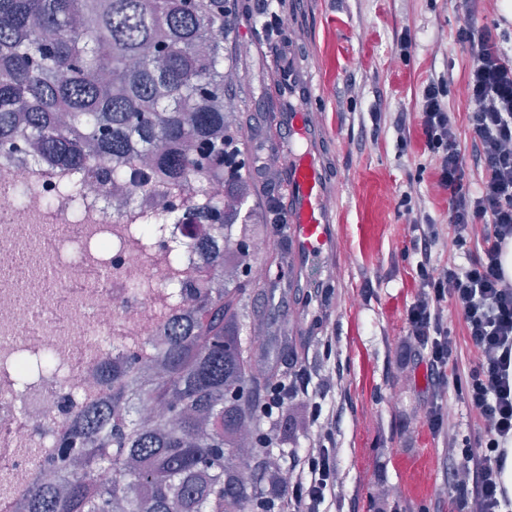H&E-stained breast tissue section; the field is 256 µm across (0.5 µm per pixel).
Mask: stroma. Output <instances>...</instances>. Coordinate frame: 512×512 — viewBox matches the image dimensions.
I'll use <instances>...</instances> for the list:
<instances>
[{
    "label": "stroma",
    "instance_id": "1",
    "mask_svg": "<svg viewBox=\"0 0 512 512\" xmlns=\"http://www.w3.org/2000/svg\"><path fill=\"white\" fill-rule=\"evenodd\" d=\"M502 0H290L279 47L262 37L253 13L257 0H230L231 25L224 51L235 62L240 82L228 89L242 114L240 149L253 162L262 146L277 141L269 122L280 111L272 95L279 52L289 53L307 94L302 111L319 112L322 156L333 208L337 249L322 287L323 304L308 303L300 291L270 295L253 281L244 297L247 315L290 332L289 350L265 342L263 353L275 373L302 369L309 389L325 405L343 409L336 425L337 470L345 499L339 512H379L378 488L399 485L404 512H426L437 474L438 445L424 423V385H409L398 357L405 336V309L417 289L418 258L409 228L432 220L441 226L437 268L466 266L453 243L448 196L438 192L434 162L414 117L427 80L448 86L462 151L471 152L465 92L468 48L455 34L468 12L489 26L503 55L512 60V18ZM411 35L409 56L398 44ZM381 113L372 122L371 113ZM407 113V133L395 117ZM249 205L263 216L267 201L287 205L288 170L275 163L267 179L253 178ZM411 191L410 206L400 203ZM335 336L332 355L324 336ZM337 384L326 385L329 375ZM313 444L300 402L286 405L270 453L284 458Z\"/></svg>",
    "mask_w": 512,
    "mask_h": 512
}]
</instances>
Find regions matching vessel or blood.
Here are the masks:
<instances>
[{"label":"vessel or blood","instance_id":"obj_1","mask_svg":"<svg viewBox=\"0 0 512 512\" xmlns=\"http://www.w3.org/2000/svg\"><path fill=\"white\" fill-rule=\"evenodd\" d=\"M286 121L292 141L283 160L288 169V285L306 291L314 287L322 263L334 255L336 230L325 204L319 116L295 110Z\"/></svg>","mask_w":512,"mask_h":512}]
</instances>
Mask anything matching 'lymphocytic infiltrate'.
Segmentation results:
<instances>
[{
	"mask_svg": "<svg viewBox=\"0 0 512 512\" xmlns=\"http://www.w3.org/2000/svg\"><path fill=\"white\" fill-rule=\"evenodd\" d=\"M467 44L470 67L466 94L471 145L484 175L467 176L456 121L442 82L422 89L417 122L435 161L436 185L448 194V222L454 245L469 258L465 267L436 270L433 252L440 242L437 224H412L410 244L418 254V289L405 310L407 333L400 346L404 362L422 368L428 381L423 417L432 436L444 441L437 458L441 483L434 491L437 507L452 512H501L507 502L504 464L512 441V282L502 266L505 245L512 241V64L506 62L492 31L468 17L456 33ZM485 225L473 239L474 225ZM465 323L471 360L448 332V314ZM460 395L467 416L480 426L477 446L455 447L459 426L449 393ZM302 399L314 429L315 444L289 464L279 484L272 512H334L343 500L336 467L335 410H324L308 391L305 376L269 386L260 405V437L273 445L283 407Z\"/></svg>",
	"mask_w": 512,
	"mask_h": 512,
	"instance_id": "lymphocytic-infiltrate-1",
	"label": "lymphocytic infiltrate"
}]
</instances>
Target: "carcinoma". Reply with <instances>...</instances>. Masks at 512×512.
<instances>
[{
  "instance_id": "cac0c4a2",
  "label": "carcinoma",
  "mask_w": 512,
  "mask_h": 512,
  "mask_svg": "<svg viewBox=\"0 0 512 512\" xmlns=\"http://www.w3.org/2000/svg\"><path fill=\"white\" fill-rule=\"evenodd\" d=\"M230 12L229 0H0V151L116 187L151 174L192 181L188 215L209 235L250 240L243 127L225 99L237 78L224 57ZM82 192L69 181L58 194L78 211ZM169 221L149 216L138 236L150 245ZM194 239L167 250L160 297L167 322L190 302L189 324L155 345L147 386L131 381L140 343L115 337L125 370L112 375V407L76 425L59 450L64 470L29 512H248L261 498L271 457L258 447L256 405L268 379L251 359L257 322L242 314L248 265L224 272L222 288L189 275L182 252ZM99 470L112 482L96 481Z\"/></svg>"
}]
</instances>
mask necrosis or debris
<instances>
[{"instance_id":"1","label":"necrosis or debris","mask_w":512,"mask_h":512,"mask_svg":"<svg viewBox=\"0 0 512 512\" xmlns=\"http://www.w3.org/2000/svg\"><path fill=\"white\" fill-rule=\"evenodd\" d=\"M68 176L32 156L0 152V446L10 451L0 486L9 512H26L75 415L109 401L112 366L121 360L113 327L123 325L152 358L149 338L166 333L154 294L169 272L134 230L154 209L184 214L192 198L144 185L120 210L111 183L89 181L81 211L63 198L46 209ZM133 277L144 288L136 297L128 291ZM46 351L55 370L38 364Z\"/></svg>"}]
</instances>
